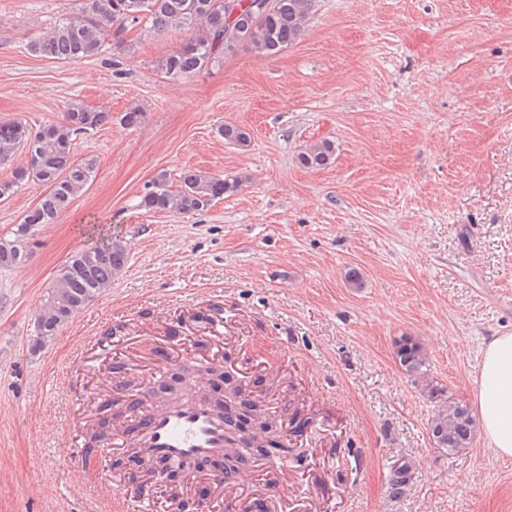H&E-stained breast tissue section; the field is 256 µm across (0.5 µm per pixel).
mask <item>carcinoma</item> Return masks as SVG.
<instances>
[{"label": "carcinoma", "mask_w": 512, "mask_h": 512, "mask_svg": "<svg viewBox=\"0 0 512 512\" xmlns=\"http://www.w3.org/2000/svg\"><path fill=\"white\" fill-rule=\"evenodd\" d=\"M314 0H80L79 8L63 15L46 33L30 40L36 56L68 62L92 58L110 43L121 53L131 48L128 34L146 22L158 36L190 31L192 35L169 55L164 74L172 81L190 78L222 62L242 47L259 56L272 57L301 38L312 19ZM144 112L131 106L117 117L127 128L141 124ZM112 122L106 108H89L73 103L62 121L33 128L21 121L0 122V165L7 166L15 154L28 157L25 165L0 181V198L12 195L30 180L48 186L39 203L15 225L7 237H0V268H16L26 260L31 237L39 226L54 222L68 210L95 177L97 160L75 159V140L80 133ZM220 134L224 141L245 150L251 133L244 127L226 124ZM336 144L329 139L311 142L297 154L298 164L322 170L334 163ZM244 176H221L189 169L181 173L174 190L170 176L162 170L146 182L137 195V207L147 213L170 211L197 216L239 190ZM128 259L125 240L112 239V250L82 270L76 263L63 262L46 291L38 319V336H54L105 289ZM396 357L414 379L420 391L435 403L430 434L438 448L455 455L470 447L476 420L470 408L450 399L443 388L426 377L427 353L411 336L396 341Z\"/></svg>", "instance_id": "1"}]
</instances>
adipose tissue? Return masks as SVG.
Segmentation results:
<instances>
[{
	"label": "adipose tissue",
	"instance_id": "1",
	"mask_svg": "<svg viewBox=\"0 0 512 512\" xmlns=\"http://www.w3.org/2000/svg\"><path fill=\"white\" fill-rule=\"evenodd\" d=\"M474 402L495 453L512 458V333L484 345L474 377Z\"/></svg>",
	"mask_w": 512,
	"mask_h": 512
}]
</instances>
